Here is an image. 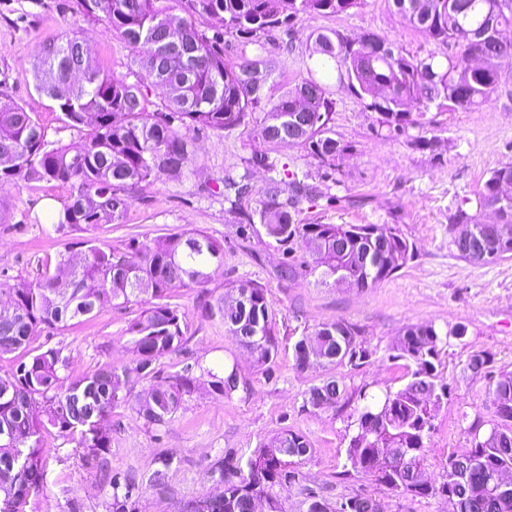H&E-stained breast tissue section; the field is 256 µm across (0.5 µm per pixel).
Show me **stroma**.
I'll list each match as a JSON object with an SVG mask.
<instances>
[{
	"mask_svg": "<svg viewBox=\"0 0 512 512\" xmlns=\"http://www.w3.org/2000/svg\"><path fill=\"white\" fill-rule=\"evenodd\" d=\"M335 30L351 38L370 32L392 40L404 54L426 57L444 48L425 38L396 13L392 0H357L339 15L300 16L291 30L269 33L266 47L278 60L277 79L292 82L318 70L308 47L317 33ZM86 31L93 55L105 72L131 76L132 53L102 23L84 20L76 0H0V93L33 112L50 141L80 145L86 130L65 127L46 98L34 89L32 64L42 45L64 33ZM335 103L332 125L338 139L351 145L339 173L317 179L319 198L300 206L302 224H390L414 244V256L392 277L372 288L335 287L313 273L292 282L278 280L274 270L286 258L284 247L265 235L239 234L227 212L219 186L224 173L239 168L251 151L263 150L246 127L222 134L189 130L196 149L184 172L160 176L144 186L123 223L60 237L50 221L69 195L56 182L18 183L0 187V287L16 279L34 280L54 272L60 261L80 264L85 239L95 245L121 248L129 236L154 238L186 228H200L224 245V261L212 267L203 288H182L174 297L184 312L182 348L155 365L160 376L190 370L197 379L171 421L160 431L147 429L133 402L118 404L105 419L112 442L106 456L110 474L149 476L161 457L172 464L166 492L139 487V512H177L180 502L210 492L206 471L227 453L246 457L259 443L281 429L303 434L312 451L293 461L297 478L270 488L286 512H304L309 495L336 502L356 494L375 497L382 512H450L445 498H419L377 486L346 457L363 395L396 390L408 380L407 362L394 358V346L409 325L432 323L449 329L462 324L464 337L449 338L439 354L438 382L451 392L433 420L425 474L438 484L445 478L448 455L470 445L472 421L489 422L490 379L512 371V257L491 264H473L456 256L452 244L458 225L451 218L458 207L474 211L473 201L492 171L512 162V65L490 101L474 108H430L413 112L404 134L379 127L369 97L348 85L331 83ZM264 285L275 312L276 357L262 362L226 333L223 323L206 317L204 307L223 295L229 283ZM143 309L131 302L109 306L89 319L46 328L33 337L40 352L62 349L69 359L66 375L78 380L100 368L121 367L132 359L127 328ZM344 320L359 330L369 350L360 366L335 368L295 365L293 347L301 336L322 323ZM489 354L486 372L472 373V355ZM238 369L241 384L231 397L216 393L201 368L223 372ZM333 376L346 387L347 400L315 409L308 391ZM46 489L30 496L25 512H109L112 488L95 463L85 460L77 441L45 432Z\"/></svg>",
	"mask_w": 512,
	"mask_h": 512,
	"instance_id": "1",
	"label": "stroma"
}]
</instances>
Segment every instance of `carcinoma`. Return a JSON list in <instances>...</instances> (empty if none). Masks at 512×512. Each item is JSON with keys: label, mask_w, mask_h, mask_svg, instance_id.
<instances>
[{"label": "carcinoma", "mask_w": 512, "mask_h": 512, "mask_svg": "<svg viewBox=\"0 0 512 512\" xmlns=\"http://www.w3.org/2000/svg\"><path fill=\"white\" fill-rule=\"evenodd\" d=\"M396 13L436 43L478 59L461 68L450 54L408 56L393 42L373 33L350 39L337 31L319 32L310 56L332 63L336 80L371 98L378 124L406 132L411 108H470L488 102L498 90L504 62L512 59V41L501 30L512 26V7L495 9L496 0H392ZM80 16L106 20L126 44L137 66L136 81L103 71L91 55L88 38L69 33L45 45L33 63L34 87L50 99L66 127L90 128L77 148L47 139L33 113L0 95V187L19 182L70 185V194L54 214L51 231L66 236L101 224H119L143 185L161 174H180L194 140L183 128L222 133L252 127L269 146L242 159L239 169L224 172V202L241 231L260 230L286 247L287 260L276 270L281 281L321 270L333 283L359 288L376 286L413 257V245L389 224H300L299 205L318 198L311 174L299 176L276 155L283 146L298 147L317 162L325 177L340 171L350 146L336 139L331 125L333 101L324 79L308 73L294 85L269 83L276 61L265 55L262 38L271 30L292 27L311 12L338 15L354 0H76ZM222 16L223 29L208 36L198 19ZM240 39L237 59L224 60V37ZM168 91L162 111L149 110L148 88ZM268 180L263 195L252 198L254 171ZM512 164L492 172L476 199L477 209L491 210L497 223L484 224L460 209L452 217L497 243L496 259L512 255ZM81 265L61 263L54 274L20 280L9 288V304L0 307V357L17 354L0 376V512H25L27 499L45 489L43 433L53 428L63 438H78L87 458L96 460L111 448L103 420L128 401L141 381L151 378L136 412L157 431L176 413L196 378L175 373L156 378L153 364L179 350L184 341V313L168 302L180 288H204L209 269L221 264L224 245L208 233L189 229L156 238L132 236L122 249L104 250L86 240ZM306 254L295 253L297 245ZM140 301L147 308L128 327L130 364L106 366L90 377L64 385L68 359L48 349L29 359L32 337L79 318H91L119 302ZM227 333L262 361L278 353L272 332L274 310L266 288L257 282L232 285L208 307ZM456 325L442 331L432 324L406 327L394 350L413 368L409 380L383 398L364 400L357 432L346 448L355 468L373 482L415 497L440 495L451 512H500L496 472H512V371L501 372L490 394L494 408L488 430L471 425V445L448 455L443 483L425 482V461L434 412L450 393L436 383L439 346L463 336ZM344 320L326 322L303 338L324 356L323 366H353L370 352ZM215 391L229 397L238 391L232 372H207ZM345 389L330 376L310 388L307 404L332 407ZM293 458L312 452L310 442L290 429L262 442L246 460L228 454L209 470L213 490L197 498L196 512H251L266 498L269 512H284L268 489L294 479L284 470L280 449ZM112 485L110 512H138L132 499L136 481L101 470ZM379 502L357 494L332 505L309 496L306 512H376Z\"/></svg>", "instance_id": "cac0c4a2"}]
</instances>
